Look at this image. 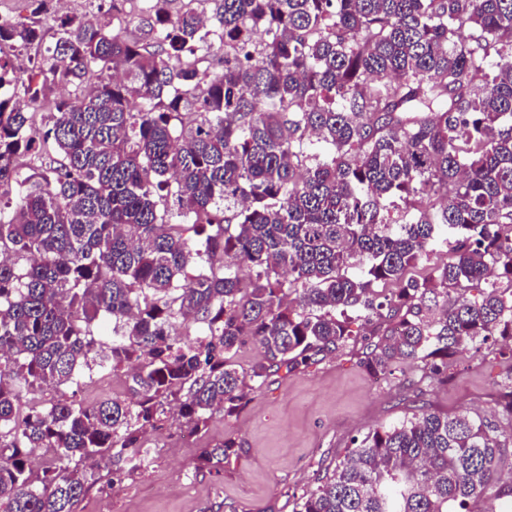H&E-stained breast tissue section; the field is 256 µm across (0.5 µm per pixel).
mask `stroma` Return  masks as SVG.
I'll use <instances>...</instances> for the list:
<instances>
[{"instance_id":"35a3bbf8","label":"stroma","mask_w":512,"mask_h":512,"mask_svg":"<svg viewBox=\"0 0 512 512\" xmlns=\"http://www.w3.org/2000/svg\"><path fill=\"white\" fill-rule=\"evenodd\" d=\"M126 371L99 372L76 391L91 405L129 395ZM512 385V360L496 348L469 349L448 359L447 381L423 377L419 363H403L393 376L375 380L361 364L360 344L319 356L294 373L270 372L239 415L215 414L200 433L178 419L148 431L147 469L130 471L122 458L107 459L103 476L126 470L123 483L93 488L75 512H291L292 494L334 469L352 437L393 424L426 407L453 415L469 410L512 435V414L496 407ZM234 433L241 449L221 471L198 468L201 448Z\"/></svg>"}]
</instances>
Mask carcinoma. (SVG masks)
I'll list each match as a JSON object with an SVG mask.
<instances>
[{
	"label": "carcinoma",
	"instance_id": "carcinoma-1",
	"mask_svg": "<svg viewBox=\"0 0 512 512\" xmlns=\"http://www.w3.org/2000/svg\"><path fill=\"white\" fill-rule=\"evenodd\" d=\"M23 2L31 22L0 23V512H75L98 461L150 464L170 403L196 434L355 319L375 376L420 361L444 382L448 356L512 337V0H149L136 34L114 25L129 0L93 19ZM440 242L451 260L415 272ZM95 366L133 370L131 397L68 395ZM507 442L421 408L353 438L293 512H470ZM239 447L226 433L199 467Z\"/></svg>",
	"mask_w": 512,
	"mask_h": 512
}]
</instances>
